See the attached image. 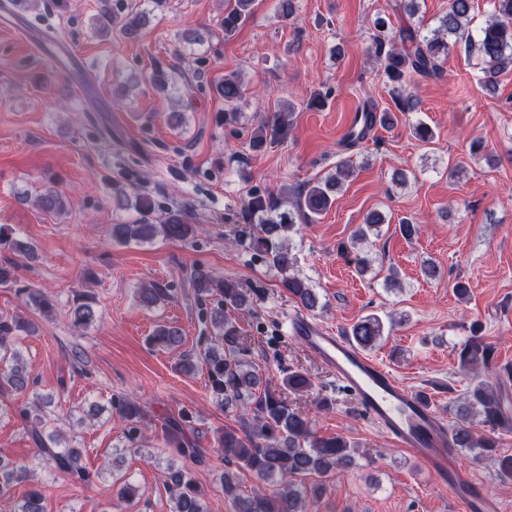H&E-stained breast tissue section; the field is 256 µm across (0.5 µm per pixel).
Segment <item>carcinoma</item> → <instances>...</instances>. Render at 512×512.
<instances>
[{
    "mask_svg": "<svg viewBox=\"0 0 512 512\" xmlns=\"http://www.w3.org/2000/svg\"><path fill=\"white\" fill-rule=\"evenodd\" d=\"M150 7L128 10V6L99 0L98 13L94 17V29L102 37L117 30L127 41L139 39L142 29L150 21V13L161 10L167 0H148ZM254 0H234V5L224 10L221 25L229 35L241 28L252 16ZM494 12L479 30L477 38L465 36L473 0H450L448 12L440 19V25L424 34L418 27L408 25L397 31L389 30L385 18L373 21L376 34L371 51L381 61L383 72L393 83L394 100L402 112H412L417 102L404 89L409 75L437 79L443 74V63L450 51V41L465 40L468 50L476 51L481 61L482 83L488 90L496 89V79L505 69H512V0H494ZM224 98V123L237 122L242 106L246 103L247 86L237 71L224 74V79L213 86ZM357 124L342 139L341 147L347 150L363 140L376 126L393 125L392 113L378 111L376 103L368 99L358 109ZM288 134V124L282 112H276L268 121L261 123L250 136V147L261 150L266 144L283 139ZM351 176L345 162L336 165L334 173L307 185L294 206H288V189L279 192H254L238 212L239 220L246 229L239 231L237 242L248 252L269 259L280 274L278 287L304 309L314 311L320 300L310 280L295 272L297 259L287 244L290 236L299 232L298 222H313L325 213L334 196ZM115 201L121 208H133L140 214L154 211L151 198L140 192L129 195L119 189ZM37 206L48 213L62 215L71 206L70 201L53 186L46 187L36 197ZM385 218L379 212L369 214L365 223L358 225L350 239V249L358 273H364L369 261L361 255L360 247L371 244V237L379 236ZM195 232L194 225L180 211L170 210L160 222L154 224L145 219L130 224L112 225V240L118 243H153L158 239L184 241ZM0 246L11 247L26 255L33 252L29 245L13 240L11 230L0 226ZM197 293L201 296L217 294L225 302L245 308L249 299L234 282L217 279L207 272L195 274ZM140 302L150 307L165 298L163 289L156 286L138 290ZM96 318V311L89 304L77 306L71 314V324L80 329ZM217 339L204 350L202 359L209 365L214 392L224 398V405H240L247 412L242 418V430L224 431V452L236 463L254 472L258 478L275 485L267 494L261 491L243 497L230 472L224 473V494L236 505V512H304L307 494L318 496L324 491L321 484L307 486L306 479L312 474L325 476L342 471L353 463L351 444L341 436L321 437L311 426V419L300 410L293 409L275 396L261 390L257 369L240 358L235 325L224 319V313L212 316ZM20 322H0V362L9 367L0 372V388L7 386L15 392L28 387V377L19 363V354L10 335L19 331ZM384 334V321L370 314L354 323L347 335L357 346L367 349ZM179 328L160 324L151 336V342L159 346H175L181 343ZM458 368L472 376L471 383L456 398L459 422L453 427L454 447L461 451L481 449L490 455L497 448V432L512 427L506 418L508 396L504 382L512 379V365L498 366L493 361V348L482 336L474 334L458 349ZM288 388L304 391L312 386L310 379L299 371H290L285 378ZM40 410L39 404L24 407L19 415L30 421L28 434L43 464L68 475L78 484L92 482L91 474L80 464V452L62 446L59 434L48 432L44 419L32 416V410ZM488 429L485 435H474L471 421ZM180 427L172 422L164 428L167 443H177L180 454L192 455L196 448H185L178 435ZM24 479V468L8 459L0 458V504L5 512H45L43 495L38 491L27 493L20 504L12 503L10 490L13 484ZM168 492L172 502L171 512H209L204 498L198 494L195 481L180 469L169 470Z\"/></svg>",
    "mask_w": 512,
    "mask_h": 512,
    "instance_id": "1",
    "label": "carcinoma"
}]
</instances>
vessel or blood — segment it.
I'll return each mask as SVG.
<instances>
[{
	"label": "vessel or blood",
	"instance_id": "obj_1",
	"mask_svg": "<svg viewBox=\"0 0 512 512\" xmlns=\"http://www.w3.org/2000/svg\"><path fill=\"white\" fill-rule=\"evenodd\" d=\"M42 54L51 67L81 71L75 84L79 95L88 96L94 89L84 60L67 42L44 38ZM288 338L331 372L385 437L436 475L440 487L455 499L459 512H503L486 485L459 466L448 424L438 416L429 397L407 386L388 365L365 354L340 331L307 315H289Z\"/></svg>",
	"mask_w": 512,
	"mask_h": 512
}]
</instances>
